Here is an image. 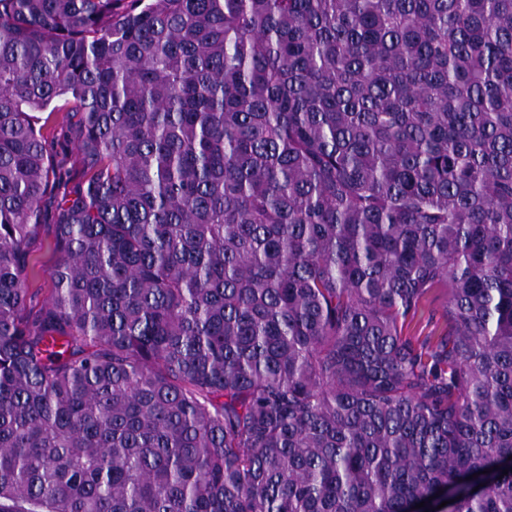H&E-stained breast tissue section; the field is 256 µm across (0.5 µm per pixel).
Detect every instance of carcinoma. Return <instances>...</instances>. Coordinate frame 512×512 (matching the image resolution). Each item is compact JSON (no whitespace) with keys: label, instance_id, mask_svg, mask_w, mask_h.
Masks as SVG:
<instances>
[{"label":"carcinoma","instance_id":"1","mask_svg":"<svg viewBox=\"0 0 512 512\" xmlns=\"http://www.w3.org/2000/svg\"><path fill=\"white\" fill-rule=\"evenodd\" d=\"M422 501L512 512V0H0V512ZM56 133V137L48 145V150L58 165L65 186L74 188L81 180V171L75 161L76 150L64 132L58 129ZM437 303L432 307L426 308L417 319V323H412L408 332L412 336H440L445 331V322L441 319V309L437 306ZM436 308V311L433 309ZM433 316V318H432Z\"/></svg>","mask_w":512,"mask_h":512}]
</instances>
